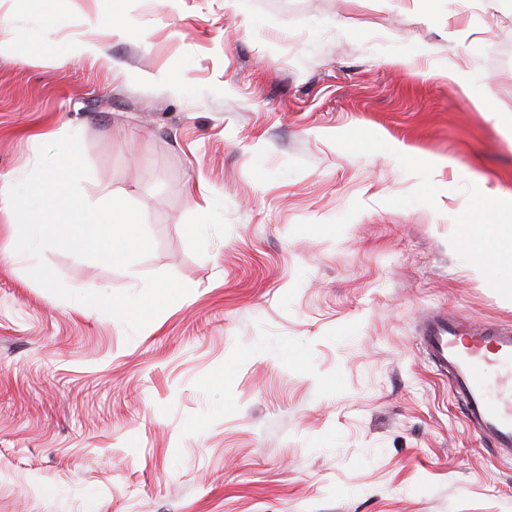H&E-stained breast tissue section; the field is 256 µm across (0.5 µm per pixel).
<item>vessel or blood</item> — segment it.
<instances>
[{
    "label": "vessel or blood",
    "instance_id": "obj_1",
    "mask_svg": "<svg viewBox=\"0 0 512 512\" xmlns=\"http://www.w3.org/2000/svg\"><path fill=\"white\" fill-rule=\"evenodd\" d=\"M420 344L448 376L474 430L512 457V328L436 314L425 320Z\"/></svg>",
    "mask_w": 512,
    "mask_h": 512
}]
</instances>
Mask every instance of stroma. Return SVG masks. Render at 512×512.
<instances>
[{
	"label": "stroma",
	"instance_id": "obj_1",
	"mask_svg": "<svg viewBox=\"0 0 512 512\" xmlns=\"http://www.w3.org/2000/svg\"><path fill=\"white\" fill-rule=\"evenodd\" d=\"M1 39L0 193L74 133L84 198L154 242L44 261L190 292L129 333L32 279L0 212V512H512V458L417 333L512 326V264L460 238L512 196V0H0Z\"/></svg>",
	"mask_w": 512,
	"mask_h": 512
}]
</instances>
